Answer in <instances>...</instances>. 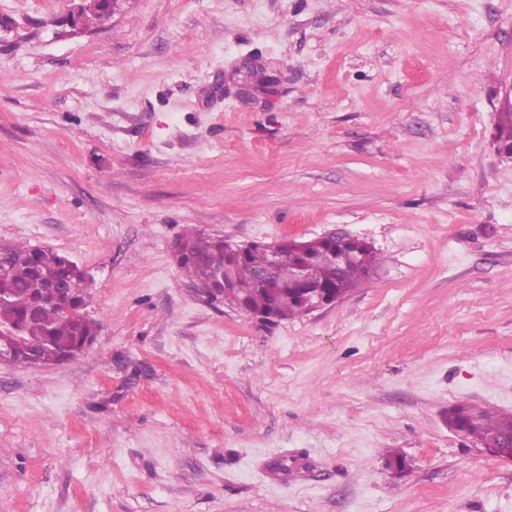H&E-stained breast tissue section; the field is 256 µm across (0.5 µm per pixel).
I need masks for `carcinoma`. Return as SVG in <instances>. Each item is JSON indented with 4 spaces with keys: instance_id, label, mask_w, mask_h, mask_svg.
<instances>
[{
    "instance_id": "carcinoma-1",
    "label": "carcinoma",
    "mask_w": 512,
    "mask_h": 512,
    "mask_svg": "<svg viewBox=\"0 0 512 512\" xmlns=\"http://www.w3.org/2000/svg\"><path fill=\"white\" fill-rule=\"evenodd\" d=\"M495 140L499 152H512V112L501 113ZM178 247V266L192 280L204 283L213 267L222 266L237 284L235 295L225 300L232 304L244 301L248 312L270 310L278 322L304 315L302 299L292 291L298 270H303L310 284L344 297L371 280L378 267L376 252L359 239L282 241L277 243L279 255L275 261L270 244H250L241 252L226 247L219 236L204 237L192 230L179 240ZM338 249L356 254L354 261L341 270L336 269L334 261ZM35 275L45 283L61 284L65 296L75 303L84 300L85 279L79 271L64 273L57 254L37 257L23 243L0 244V288L12 295L9 302L0 303V321L14 318L23 306L38 307L40 313L23 323L22 347L51 363L60 349L95 332L96 322L73 310L45 303L35 291ZM447 418L451 427L477 444L512 432V414L492 413L469 404L448 408Z\"/></svg>"
}]
</instances>
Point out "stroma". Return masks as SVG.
I'll return each instance as SVG.
<instances>
[{
  "instance_id": "stroma-1",
  "label": "stroma",
  "mask_w": 512,
  "mask_h": 512,
  "mask_svg": "<svg viewBox=\"0 0 512 512\" xmlns=\"http://www.w3.org/2000/svg\"><path fill=\"white\" fill-rule=\"evenodd\" d=\"M72 6L0 0V243L73 260L96 323L0 362V512H512L442 418L512 413V0ZM337 227L377 277L269 330L173 255Z\"/></svg>"
}]
</instances>
